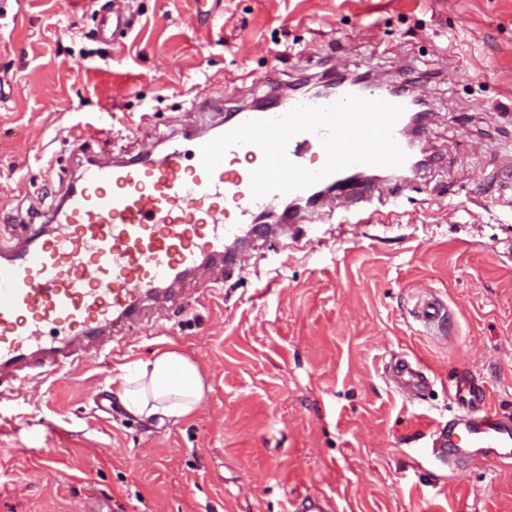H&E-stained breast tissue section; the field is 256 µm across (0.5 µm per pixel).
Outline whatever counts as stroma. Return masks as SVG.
Listing matches in <instances>:
<instances>
[{"instance_id":"35a3bbf8","label":"stroma","mask_w":512,"mask_h":512,"mask_svg":"<svg viewBox=\"0 0 512 512\" xmlns=\"http://www.w3.org/2000/svg\"><path fill=\"white\" fill-rule=\"evenodd\" d=\"M0 19V240L48 214L89 150L136 154L144 137L204 129L199 90L225 111L319 82L324 61L421 77L433 162L382 224H302L299 242L250 243L247 267L201 279L187 308L105 343L71 371L0 402V512H295L322 490L338 512H512V474L451 472L427 436L471 372L512 417V0H134L119 44L97 0H8ZM448 330L412 316L419 287ZM175 349L205 396L188 419L144 422L112 393L127 365ZM395 354L431 387L403 398Z\"/></svg>"}]
</instances>
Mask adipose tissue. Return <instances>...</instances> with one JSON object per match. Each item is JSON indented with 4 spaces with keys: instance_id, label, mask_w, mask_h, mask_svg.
<instances>
[{
    "instance_id": "ef3b65f1",
    "label": "adipose tissue",
    "mask_w": 512,
    "mask_h": 512,
    "mask_svg": "<svg viewBox=\"0 0 512 512\" xmlns=\"http://www.w3.org/2000/svg\"><path fill=\"white\" fill-rule=\"evenodd\" d=\"M116 396L126 412L141 420H178L193 414L204 396L196 363L170 350L135 362L119 377Z\"/></svg>"
}]
</instances>
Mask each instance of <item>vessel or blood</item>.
Segmentation results:
<instances>
[{
	"instance_id": "obj_1",
	"label": "vessel or blood",
	"mask_w": 512,
	"mask_h": 512,
	"mask_svg": "<svg viewBox=\"0 0 512 512\" xmlns=\"http://www.w3.org/2000/svg\"><path fill=\"white\" fill-rule=\"evenodd\" d=\"M130 23L127 8L110 6L99 11L97 32L111 41ZM347 93L413 110L406 95L379 83L353 82L305 98L271 88L262 108L222 117L214 129L191 137L171 136L163 157H156L150 141L119 160L88 155L46 223L28 225L24 236L0 246V400L28 379L87 363L103 340L142 328L148 310L166 309L204 271L230 274L242 268L245 256L234 249L240 226L256 223L283 196L252 197L250 172L263 160L259 147L231 148L209 175L201 164V145L246 121L280 116L284 106L329 105ZM320 145L318 135L301 133L290 140L287 153L299 164L304 148ZM323 183L351 204L370 201L378 190L351 181L346 170ZM293 197L307 206L284 214L283 222L313 221L321 203L312 189ZM412 315L434 328L447 310L423 289ZM386 369L407 398L420 397L429 386L419 361L395 356ZM452 398L462 412L431 432V455L455 471L490 461L511 466L512 423L488 407L468 374L456 379ZM295 507L297 512L333 509L327 496L309 492L297 496Z\"/></svg>"
}]
</instances>
